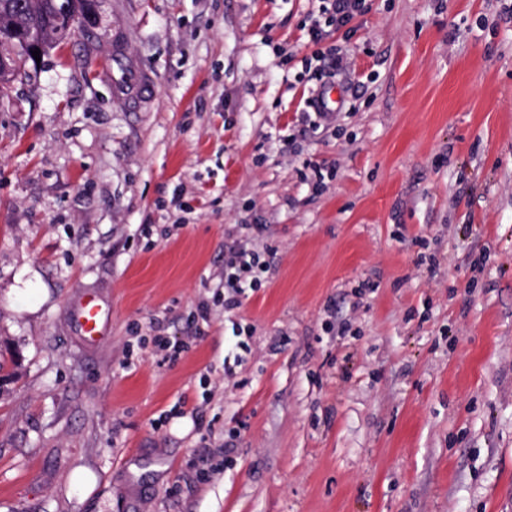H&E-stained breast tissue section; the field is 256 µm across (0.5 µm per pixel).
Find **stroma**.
Instances as JSON below:
<instances>
[{"instance_id":"obj_1","label":"stroma","mask_w":512,"mask_h":512,"mask_svg":"<svg viewBox=\"0 0 512 512\" xmlns=\"http://www.w3.org/2000/svg\"><path fill=\"white\" fill-rule=\"evenodd\" d=\"M367 2L95 0L0 97V512H512V0ZM318 13L309 14L308 35L310 41L319 44L326 31L323 26H336V31L348 25L355 16L367 11L366 0H321ZM112 72L114 75V83L121 91L128 90L130 84H133L137 80L136 74L128 69L123 54L119 49H116L112 56ZM271 250H258L252 239H235L227 247V258H224V275L217 288L224 289V312L233 310L240 305V297L248 290L255 291L261 286V274L266 272L268 264L261 260L262 254ZM102 315V309L94 297L80 300L75 320L82 340L94 342L99 338L98 334Z\"/></svg>"}]
</instances>
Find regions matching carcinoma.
Wrapping results in <instances>:
<instances>
[{
	"mask_svg": "<svg viewBox=\"0 0 512 512\" xmlns=\"http://www.w3.org/2000/svg\"><path fill=\"white\" fill-rule=\"evenodd\" d=\"M59 0H0V57L11 64V70L0 72V87L11 81L32 78L27 64L37 65L30 41L43 37V52L63 39L57 34Z\"/></svg>",
	"mask_w": 512,
	"mask_h": 512,
	"instance_id": "1",
	"label": "carcinoma"
}]
</instances>
